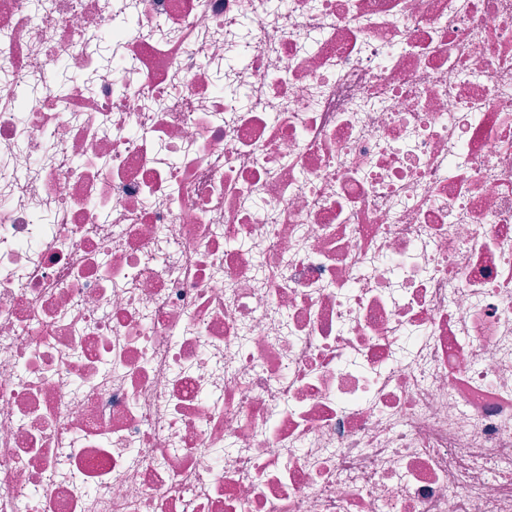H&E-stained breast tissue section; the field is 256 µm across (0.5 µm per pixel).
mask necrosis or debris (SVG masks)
<instances>
[{
    "mask_svg": "<svg viewBox=\"0 0 512 512\" xmlns=\"http://www.w3.org/2000/svg\"><path fill=\"white\" fill-rule=\"evenodd\" d=\"M0 512H512V0H0Z\"/></svg>",
    "mask_w": 512,
    "mask_h": 512,
    "instance_id": "obj_1",
    "label": "necrosis or debris"
}]
</instances>
